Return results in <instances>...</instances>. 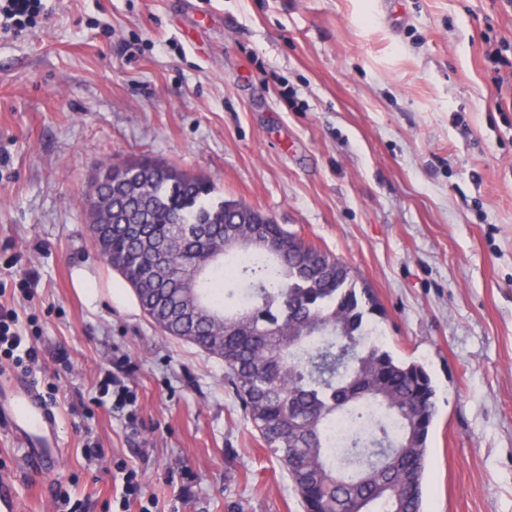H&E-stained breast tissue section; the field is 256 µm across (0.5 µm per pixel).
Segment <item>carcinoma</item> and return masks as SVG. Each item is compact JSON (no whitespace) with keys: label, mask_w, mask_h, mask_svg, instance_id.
I'll list each match as a JSON object with an SVG mask.
<instances>
[{"label":"carcinoma","mask_w":512,"mask_h":512,"mask_svg":"<svg viewBox=\"0 0 512 512\" xmlns=\"http://www.w3.org/2000/svg\"><path fill=\"white\" fill-rule=\"evenodd\" d=\"M111 201L100 254L149 315L197 280L200 322L159 330L224 361L246 416L292 479L304 512H422L436 388L425 367L373 338L381 313L339 259L214 183L151 158L99 168ZM168 243L173 274L151 275Z\"/></svg>","instance_id":"1"}]
</instances>
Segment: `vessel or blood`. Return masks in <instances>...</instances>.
<instances>
[{
    "label": "vessel or blood",
    "mask_w": 512,
    "mask_h": 512,
    "mask_svg": "<svg viewBox=\"0 0 512 512\" xmlns=\"http://www.w3.org/2000/svg\"><path fill=\"white\" fill-rule=\"evenodd\" d=\"M0 433L17 441L35 469L45 474L58 469L63 458L59 419L27 376L0 371Z\"/></svg>",
    "instance_id": "1"
}]
</instances>
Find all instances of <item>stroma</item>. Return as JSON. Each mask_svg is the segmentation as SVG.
<instances>
[{
  "label": "stroma",
  "mask_w": 512,
  "mask_h": 512,
  "mask_svg": "<svg viewBox=\"0 0 512 512\" xmlns=\"http://www.w3.org/2000/svg\"><path fill=\"white\" fill-rule=\"evenodd\" d=\"M512 0H57L0 41V303L36 347L60 468L0 434L19 512H304L224 383L101 262L100 161L210 178L350 269L437 389L424 512H512ZM136 394L115 408L105 375Z\"/></svg>",
  "instance_id": "35a3bbf8"
}]
</instances>
